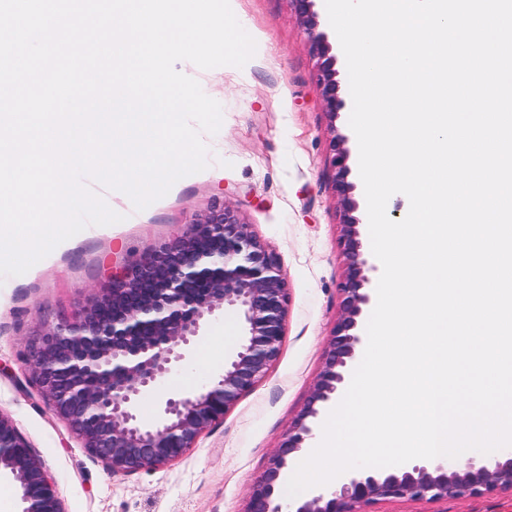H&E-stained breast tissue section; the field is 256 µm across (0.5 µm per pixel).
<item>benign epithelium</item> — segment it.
Listing matches in <instances>:
<instances>
[{
    "label": "benign epithelium",
    "mask_w": 512,
    "mask_h": 512,
    "mask_svg": "<svg viewBox=\"0 0 512 512\" xmlns=\"http://www.w3.org/2000/svg\"><path fill=\"white\" fill-rule=\"evenodd\" d=\"M318 59L323 106L331 119L346 107L336 79V56L320 30L317 0H289ZM343 135L330 142L334 191L344 208L339 245L349 259L338 286L340 314L322 370L308 400L268 467L252 486L247 512H367L379 501L465 500L492 490L512 491V451L471 455L463 464L435 458L386 469L343 473L329 489L295 498L281 493L290 457L314 437L315 419L349 383L365 336L377 267L364 250L354 196L351 151ZM290 301L279 258L241 222L229 205L196 218L170 246L109 275L75 320L48 324L30 350L32 374L47 407L65 419L84 447L114 474L155 469L180 459L278 360ZM236 310L244 334L218 380L164 402L161 425L139 424L135 404L186 360L216 312ZM19 483L21 512H65L57 484L16 424L0 412V471Z\"/></svg>",
    "instance_id": "7a95c632"
}]
</instances>
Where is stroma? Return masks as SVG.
I'll return each mask as SVG.
<instances>
[{
  "label": "stroma",
  "mask_w": 512,
  "mask_h": 512,
  "mask_svg": "<svg viewBox=\"0 0 512 512\" xmlns=\"http://www.w3.org/2000/svg\"><path fill=\"white\" fill-rule=\"evenodd\" d=\"M257 45L244 67L204 70L177 63L218 101L223 121L203 134L209 166L178 180L167 195L136 210L113 191L107 205L122 222L87 226L26 273L0 280V412L11 417L55 478L65 512H246L266 470L306 403L340 305L347 261L339 247L341 208L332 189L329 141L351 135L349 111L329 121L316 60L288 0H230ZM232 203L252 233L275 252L290 303L281 355L266 377L179 460L130 474L93 458L31 380L28 350L44 324L78 317L107 273L172 243L195 216ZM234 314L216 316L196 349L206 367L185 362L160 389L142 395L139 423L157 426L166 398L214 380L236 350ZM370 512H512V493L465 501H382Z\"/></svg>",
  "instance_id": "35a3bbf8"
}]
</instances>
